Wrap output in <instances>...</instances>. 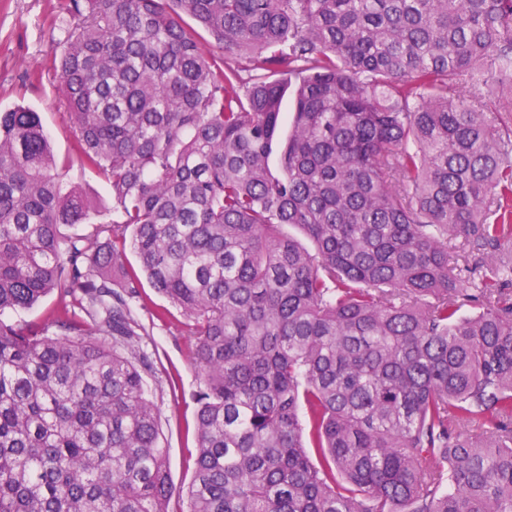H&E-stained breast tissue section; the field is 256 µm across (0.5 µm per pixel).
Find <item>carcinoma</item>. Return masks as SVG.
Segmentation results:
<instances>
[{"mask_svg":"<svg viewBox=\"0 0 512 512\" xmlns=\"http://www.w3.org/2000/svg\"><path fill=\"white\" fill-rule=\"evenodd\" d=\"M63 11L121 220L0 111V312L71 303L0 321V512H168L127 248L196 339L187 512H512V0ZM64 302L55 292L44 297L33 308L27 310H5L0 319L16 325L47 323L62 314Z\"/></svg>","mask_w":512,"mask_h":512,"instance_id":"obj_1","label":"carcinoma"}]
</instances>
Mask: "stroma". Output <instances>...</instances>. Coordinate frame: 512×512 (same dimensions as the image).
Here are the masks:
<instances>
[{"mask_svg": "<svg viewBox=\"0 0 512 512\" xmlns=\"http://www.w3.org/2000/svg\"><path fill=\"white\" fill-rule=\"evenodd\" d=\"M63 0H0V109L17 105L39 113L57 162L66 164L65 179L78 184L101 211L102 220L115 219L110 186L80 167L76 134L60 103V75L50 57L64 38L60 24ZM126 270L138 273L131 315L141 330L136 349L147 354L149 392L158 409L161 444L168 450L171 479L177 488L169 512H186L183 494L194 471L197 452L196 393L200 387L192 356L195 339L183 313L140 276L133 252L123 259Z\"/></svg>", "mask_w": 512, "mask_h": 512, "instance_id": "1", "label": "stroma"}]
</instances>
